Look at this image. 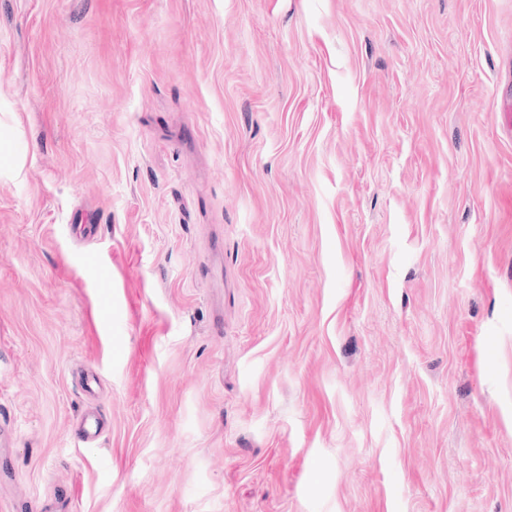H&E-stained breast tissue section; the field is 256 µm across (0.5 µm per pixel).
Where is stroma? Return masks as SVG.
Masks as SVG:
<instances>
[{"label": "stroma", "mask_w": 512, "mask_h": 512, "mask_svg": "<svg viewBox=\"0 0 512 512\" xmlns=\"http://www.w3.org/2000/svg\"><path fill=\"white\" fill-rule=\"evenodd\" d=\"M511 106L512 0H0V504L512 512Z\"/></svg>", "instance_id": "obj_1"}]
</instances>
